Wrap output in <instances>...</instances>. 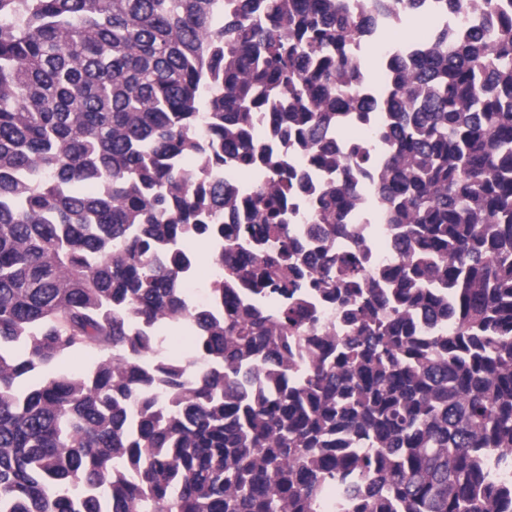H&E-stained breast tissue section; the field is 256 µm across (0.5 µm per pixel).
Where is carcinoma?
<instances>
[{
  "label": "carcinoma",
  "instance_id": "carcinoma-1",
  "mask_svg": "<svg viewBox=\"0 0 512 512\" xmlns=\"http://www.w3.org/2000/svg\"><path fill=\"white\" fill-rule=\"evenodd\" d=\"M422 2L0 0V512H512V10L440 0L459 26L380 54ZM257 110L339 172L315 233L374 174L382 277L323 255L293 278L281 167L224 237L212 172L264 155ZM343 112L381 113L374 146L333 143ZM190 228L225 267L211 308L181 288ZM259 237L279 252L238 262ZM240 284L284 303L224 310ZM176 329L204 368L156 356ZM307 307L313 312L318 326L328 332L339 335L343 330V309L334 301L321 295H306Z\"/></svg>",
  "mask_w": 512,
  "mask_h": 512
}]
</instances>
